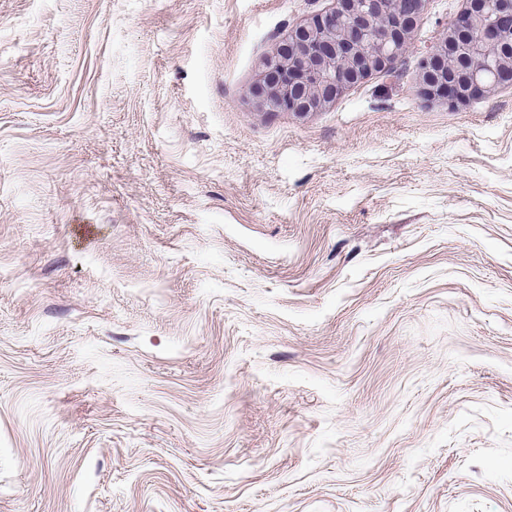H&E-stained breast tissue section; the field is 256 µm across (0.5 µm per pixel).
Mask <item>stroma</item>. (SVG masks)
Instances as JSON below:
<instances>
[{
  "label": "stroma",
  "mask_w": 512,
  "mask_h": 512,
  "mask_svg": "<svg viewBox=\"0 0 512 512\" xmlns=\"http://www.w3.org/2000/svg\"><path fill=\"white\" fill-rule=\"evenodd\" d=\"M331 6L0 0V512H512V86L257 111Z\"/></svg>",
  "instance_id": "stroma-1"
}]
</instances>
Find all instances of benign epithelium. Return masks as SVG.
<instances>
[{
	"label": "benign epithelium",
	"instance_id": "1",
	"mask_svg": "<svg viewBox=\"0 0 512 512\" xmlns=\"http://www.w3.org/2000/svg\"><path fill=\"white\" fill-rule=\"evenodd\" d=\"M428 0H333L290 29L264 57L252 87L260 112L305 116L346 89L393 69L408 52ZM512 85V0H465L420 63V92L458 106Z\"/></svg>",
	"mask_w": 512,
	"mask_h": 512
}]
</instances>
